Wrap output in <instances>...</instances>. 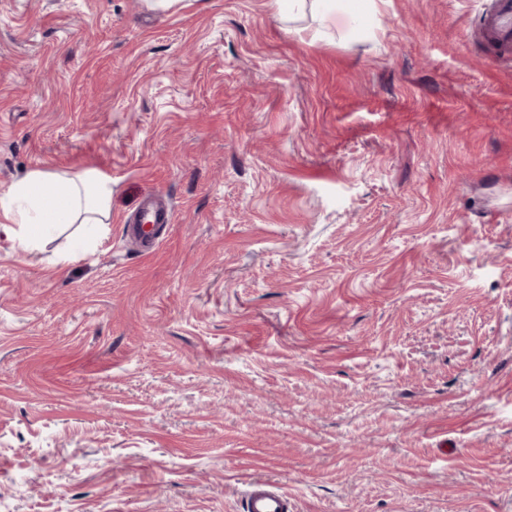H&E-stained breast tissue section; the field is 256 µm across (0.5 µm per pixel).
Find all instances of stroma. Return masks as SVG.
I'll list each match as a JSON object with an SVG mask.
<instances>
[{
	"mask_svg": "<svg viewBox=\"0 0 512 512\" xmlns=\"http://www.w3.org/2000/svg\"><path fill=\"white\" fill-rule=\"evenodd\" d=\"M494 0H0V512H512V54ZM174 210L151 245L128 219ZM66 265H58L62 253ZM485 24L502 45L509 46L512 43V1L496 0L494 11L485 17ZM16 224L25 251L41 247L49 232L67 224H90L88 240L112 219V178L95 169L76 176L36 169L0 197V219ZM248 512H288V499L270 482H254L248 497Z\"/></svg>",
	"mask_w": 512,
	"mask_h": 512,
	"instance_id": "1",
	"label": "stroma"
}]
</instances>
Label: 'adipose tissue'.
I'll return each instance as SVG.
<instances>
[{
    "instance_id": "obj_1",
    "label": "adipose tissue",
    "mask_w": 512,
    "mask_h": 512,
    "mask_svg": "<svg viewBox=\"0 0 512 512\" xmlns=\"http://www.w3.org/2000/svg\"><path fill=\"white\" fill-rule=\"evenodd\" d=\"M0 219L17 225L26 251L39 249L49 232L67 224L88 225L96 240L112 219V179L89 169L76 176L36 169L0 196Z\"/></svg>"
}]
</instances>
